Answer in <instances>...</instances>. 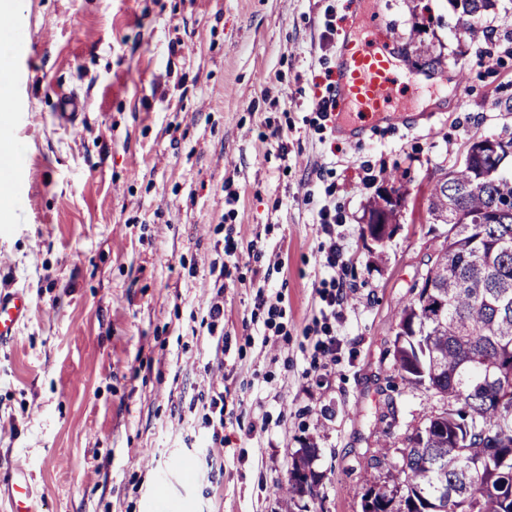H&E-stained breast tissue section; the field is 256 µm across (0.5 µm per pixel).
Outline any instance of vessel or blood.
<instances>
[{
    "mask_svg": "<svg viewBox=\"0 0 512 512\" xmlns=\"http://www.w3.org/2000/svg\"><path fill=\"white\" fill-rule=\"evenodd\" d=\"M381 19L359 15L344 35L336 58L334 90L337 111L355 108L365 116L386 119L392 112L393 74L399 68L394 49L366 38L381 28ZM31 302L24 291L0 290V344L14 339L28 318ZM6 496L9 512H37L32 479L17 467L0 477V496Z\"/></svg>",
    "mask_w": 512,
    "mask_h": 512,
    "instance_id": "obj_1",
    "label": "vessel or blood"
}]
</instances>
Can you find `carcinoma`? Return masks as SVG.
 I'll return each instance as SVG.
<instances>
[{
	"mask_svg": "<svg viewBox=\"0 0 512 512\" xmlns=\"http://www.w3.org/2000/svg\"><path fill=\"white\" fill-rule=\"evenodd\" d=\"M467 17L464 31L494 0H454ZM368 212L392 219L379 195ZM427 213L446 224L429 272L432 295L444 304L431 318L412 297L401 308L395 357L405 379L445 398L406 437L400 486L366 481L373 512L406 495L397 512H512V174L480 163L445 173L431 187ZM316 449L293 462L288 496L313 495Z\"/></svg>",
	"mask_w": 512,
	"mask_h": 512,
	"instance_id": "1",
	"label": "carcinoma"
}]
</instances>
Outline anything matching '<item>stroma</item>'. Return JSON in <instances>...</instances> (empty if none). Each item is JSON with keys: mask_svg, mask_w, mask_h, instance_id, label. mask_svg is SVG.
Returning <instances> with one entry per match:
<instances>
[{"mask_svg": "<svg viewBox=\"0 0 512 512\" xmlns=\"http://www.w3.org/2000/svg\"><path fill=\"white\" fill-rule=\"evenodd\" d=\"M355 2L17 0L29 41L9 51L5 125L25 153L0 207V289L24 290L31 313L0 345V473L29 471L38 512H362L367 476L390 483L443 407L402 380L395 319L448 232L430 185L471 139L512 136V0L476 40L450 0H363L404 63L465 82L418 100L395 87L418 122L351 142L314 104ZM64 92L83 104L75 133L55 118ZM392 189L404 205L380 244L366 205ZM303 448L319 483L293 499L280 488Z\"/></svg>", "mask_w": 512, "mask_h": 512, "instance_id": "obj_1", "label": "stroma"}]
</instances>
